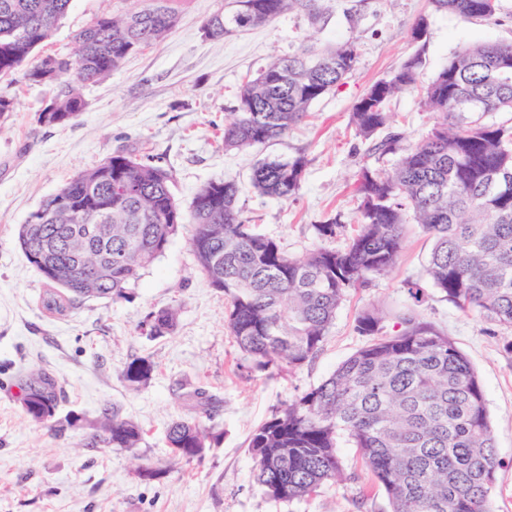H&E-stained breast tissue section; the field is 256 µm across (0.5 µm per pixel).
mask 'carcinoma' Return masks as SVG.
Wrapping results in <instances>:
<instances>
[{
  "label": "carcinoma",
  "instance_id": "carcinoma-1",
  "mask_svg": "<svg viewBox=\"0 0 512 512\" xmlns=\"http://www.w3.org/2000/svg\"><path fill=\"white\" fill-rule=\"evenodd\" d=\"M317 0H235L229 14L218 12L203 25L204 35L221 40L269 25L285 14L320 17ZM72 0H0V77L17 73L34 84L61 83L38 113V123L65 126L85 109L82 88L109 75L131 54L160 40L178 20V0H147L122 16H103L75 35L70 57L45 56L33 63ZM412 36L422 42L429 19L444 12L462 21H499L500 0H428ZM355 42L319 48L305 40L240 87L238 106L225 122L224 149L243 151L288 135L308 117L309 107L342 84L356 68ZM423 51L403 61L368 87L354 104L356 135L372 142L379 158L399 150L401 134L388 131L393 97L417 92L436 115L421 140L400 154L389 172L365 163L353 182L359 200L356 228L342 248L326 246L343 228L339 218L316 225L323 244L298 256L258 233L238 206L240 189L231 180L210 181L188 209L171 191L172 175L158 157L121 151L78 172L45 200L31 218L43 225L17 238L46 282L42 308L62 315L78 298L121 297L141 269L164 254L185 224L199 272L224 293L225 326L243 359L273 378L283 366L315 358L352 289L365 288L398 263L407 225L417 224L433 241L425 277L442 298L504 330H512V43L460 48L428 83H418ZM70 80H65V77ZM307 161L262 160L251 186L268 197L289 201L298 194ZM112 225L92 241L101 257H112L102 279L78 281L53 274L73 263L66 240L76 224ZM397 334L382 333L379 310L365 309L355 320L365 342L319 385L277 407L251 433L248 448L254 476L274 500L318 495L342 473L340 442L357 449L390 512H492L491 492L499 461L484 391L470 361L447 334L412 310L395 314ZM177 311L150 313L152 338L174 331ZM155 370L134 357L122 370L129 388L145 384ZM24 413L38 423L56 419L60 389L40 373L28 384ZM195 412L212 418L219 400L201 388L179 395ZM222 432L191 417L171 422L165 433L173 456L201 462ZM143 427L118 407L103 409L92 443L123 448L138 461L146 480L168 467L138 453Z\"/></svg>",
  "mask_w": 512,
  "mask_h": 512
}]
</instances>
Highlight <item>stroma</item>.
Masks as SVG:
<instances>
[{"label":"stroma","mask_w":512,"mask_h":512,"mask_svg":"<svg viewBox=\"0 0 512 512\" xmlns=\"http://www.w3.org/2000/svg\"><path fill=\"white\" fill-rule=\"evenodd\" d=\"M351 5L352 0H319L323 19L318 25L287 14L211 40L202 30L205 20L230 10L232 0H182L176 27L84 88L86 109L65 126L37 121L56 85L33 84L19 74L0 80V94L18 101L16 111L0 122V512H387L383 494L363 495L369 476L349 446L339 450L341 478L317 496L293 501L265 495L248 450L253 429L274 408L317 386L363 345L355 319L372 306L387 313L385 335L396 330L393 311L412 306L468 357L483 385L500 462L492 512H512V332L460 310L431 287L421 302L413 301L403 283L424 280L431 248L418 225H409L395 268L343 302L317 357L272 379L248 368L228 335L224 295L200 275L189 228L179 230L125 296L81 298L62 315L42 309L45 281L17 242L19 225L46 199L78 171L120 150L162 157L173 174L172 192L184 208L203 184L236 181L244 218L290 254L318 245L316 225L333 217L352 229L358 206L353 175L369 148L351 124L355 102L416 52L425 57L420 74L425 82L463 45L512 41V0H502L496 22L434 14L422 46L411 39L410 29L427 11V0H363L350 21L343 10ZM142 6L143 0H73L38 53L69 56L81 28ZM305 38L321 47L355 41L354 73L313 103L309 117L283 139L243 152L225 150L224 122L237 109L244 77L272 58L291 54ZM389 109L404 149L435 122L413 92L395 96ZM300 154L307 166L295 200L254 191L250 178L256 160ZM168 307L178 310L175 330L157 339L145 336L148 315ZM135 356L150 358L155 371L132 390L121 371ZM37 370L57 381V416H75L74 425L58 431L26 416L21 388L27 374ZM185 382L205 388L220 402L213 424L223 438L203 463H183L149 481L138 475L124 449L91 446L93 422L114 405L146 429L140 448L144 459L166 461L167 425L193 414L178 397Z\"/></svg>","instance_id":"35a3bbf8"}]
</instances>
